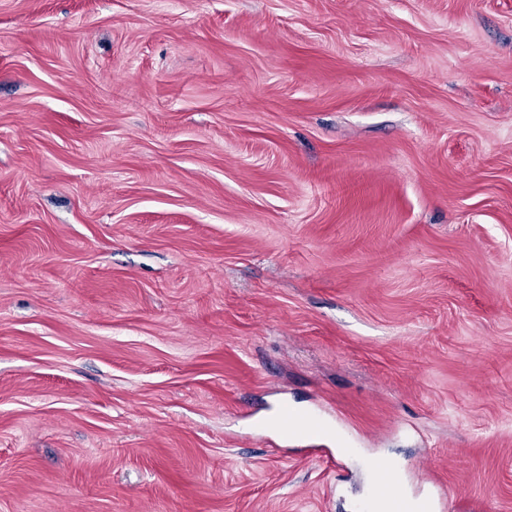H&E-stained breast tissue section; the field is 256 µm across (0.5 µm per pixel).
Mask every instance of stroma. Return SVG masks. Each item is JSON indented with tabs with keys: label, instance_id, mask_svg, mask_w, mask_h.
I'll use <instances>...</instances> for the list:
<instances>
[{
	"label": "stroma",
	"instance_id": "35a3bbf8",
	"mask_svg": "<svg viewBox=\"0 0 512 512\" xmlns=\"http://www.w3.org/2000/svg\"><path fill=\"white\" fill-rule=\"evenodd\" d=\"M368 459L512 512V0H0V512Z\"/></svg>",
	"mask_w": 512,
	"mask_h": 512
}]
</instances>
